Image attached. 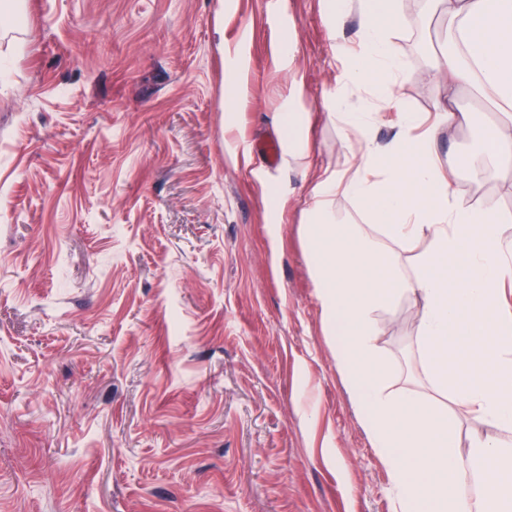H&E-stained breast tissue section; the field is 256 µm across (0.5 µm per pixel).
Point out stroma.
<instances>
[{"mask_svg": "<svg viewBox=\"0 0 512 512\" xmlns=\"http://www.w3.org/2000/svg\"><path fill=\"white\" fill-rule=\"evenodd\" d=\"M331 0H0V512H397L326 336L302 226L317 173L359 160L327 104L397 120L346 85ZM393 91L429 118L446 45L422 10L396 31ZM443 128L454 190L512 212V171L467 164L500 121L461 92ZM300 113L301 170L287 144ZM421 298L378 318L397 395L459 421L457 453L512 432L428 378Z\"/></svg>", "mask_w": 512, "mask_h": 512, "instance_id": "obj_1", "label": "stroma"}]
</instances>
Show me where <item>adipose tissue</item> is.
<instances>
[{
  "label": "adipose tissue",
  "instance_id": "adipose-tissue-1",
  "mask_svg": "<svg viewBox=\"0 0 512 512\" xmlns=\"http://www.w3.org/2000/svg\"><path fill=\"white\" fill-rule=\"evenodd\" d=\"M355 1L358 54L349 58L341 42L335 48L347 62L344 76L376 86L386 105H395L402 50L392 33L407 23L402 0ZM444 2L445 31L460 45L435 62L449 91L489 94L511 114L483 131L490 164L472 175L486 180L512 169V0ZM455 103L453 96L439 102L424 129L415 113H400L386 144L370 136L371 113H338L347 140L365 150L356 167L317 183L304 236L336 368L387 467L400 512H512V458L501 441L477 440L481 469L467 468L456 453L455 418L424 398L391 395L375 344L378 313L406 295L421 296L417 350L434 384L476 418L512 431V215L490 200L456 194V161L440 166L441 125L468 118L453 112ZM337 193L357 201L366 223L333 220ZM403 253L413 256L410 269L399 262Z\"/></svg>",
  "mask_w": 512,
  "mask_h": 512
}]
</instances>
